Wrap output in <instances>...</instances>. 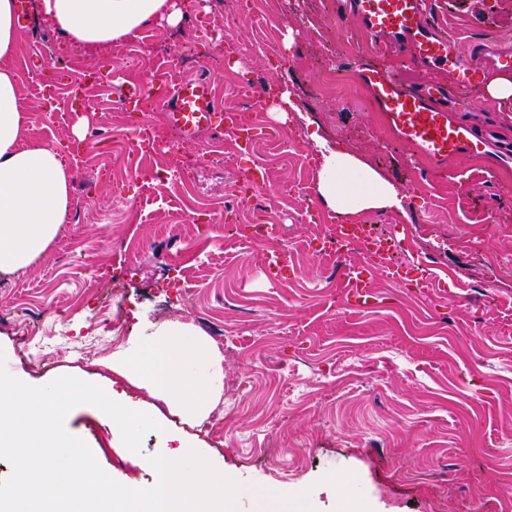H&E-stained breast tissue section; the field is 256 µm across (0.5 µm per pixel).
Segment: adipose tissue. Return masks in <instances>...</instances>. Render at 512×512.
I'll use <instances>...</instances> for the list:
<instances>
[{
    "mask_svg": "<svg viewBox=\"0 0 512 512\" xmlns=\"http://www.w3.org/2000/svg\"><path fill=\"white\" fill-rule=\"evenodd\" d=\"M41 13L71 44L90 50L133 41L151 23L178 24L180 0H39ZM20 45L15 0H0V273L28 268L65 224L74 171L64 153L29 140L12 60ZM316 191L333 213L353 218L401 208L393 184L351 153L319 148ZM114 371L190 417L205 415L224 388L219 351L188 323L173 321L150 337H129L113 354Z\"/></svg>",
    "mask_w": 512,
    "mask_h": 512,
    "instance_id": "1",
    "label": "adipose tissue"
}]
</instances>
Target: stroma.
Segmentation results:
<instances>
[{"label":"stroma","instance_id":"1","mask_svg":"<svg viewBox=\"0 0 512 512\" xmlns=\"http://www.w3.org/2000/svg\"><path fill=\"white\" fill-rule=\"evenodd\" d=\"M181 2L179 26L155 22L113 51L68 44L30 10L34 25L22 29L14 61L29 138L67 150L75 173L70 223L31 268L0 275L7 371L33 386L74 376L149 414L159 428L136 453L98 408L81 404L65 419L130 488L153 483L149 457L170 454L178 437L241 485L236 512H340L344 495L382 512H512V340L498 336L512 322V167L460 158L434 171L393 147L357 80L364 36L354 20L336 26V0ZM434 12L450 36L512 38V0H436ZM218 54L244 87L288 89L287 121L275 113L278 98L259 105L228 93L225 105L259 132L248 159L209 133L176 165L163 147L128 155L135 129L147 120L165 129V112L150 97L126 109L120 84L147 82L158 69L195 77ZM327 57L336 68L329 92L318 74ZM102 67L113 85L72 94ZM47 84L53 97L41 91ZM79 126L111 135V147L73 154ZM317 136L396 186L402 209L357 221L398 231L401 260L426 258L433 287L379 273L362 306L338 288L333 262L313 248L337 221L314 188ZM244 161L264 179L240 193L234 176ZM260 206L280 225L278 241L238 240L236 228ZM308 210L317 222H306ZM276 246L288 252L278 279L265 269ZM105 317L118 333L100 330ZM176 320L224 338L214 427L112 369L130 334ZM70 338L86 341L83 359L68 353ZM281 488L300 496L280 503Z\"/></svg>","mask_w":512,"mask_h":512}]
</instances>
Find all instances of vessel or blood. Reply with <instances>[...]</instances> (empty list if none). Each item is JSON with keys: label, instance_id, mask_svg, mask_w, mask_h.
Listing matches in <instances>:
<instances>
[{"label": "vessel or blood", "instance_id": "b4317fda", "mask_svg": "<svg viewBox=\"0 0 512 512\" xmlns=\"http://www.w3.org/2000/svg\"><path fill=\"white\" fill-rule=\"evenodd\" d=\"M354 18L369 43L368 56L357 70L368 100L381 112L395 144L406 146L434 168L449 160L495 156L502 166L512 165V141L495 131L467 120L475 106L464 95L480 84L487 70L512 69V41L486 37L461 53L448 35L446 25L436 21L431 0H337L334 21ZM395 50L404 66L396 71L378 64L377 56ZM438 72L448 73L450 83L433 81ZM415 73L426 74L412 82ZM164 99L168 125L181 143L193 142L204 131L233 135L240 152H249L252 135L239 124L236 113L225 109L211 79L198 76L170 82L167 75L123 92L124 105L138 107L150 94ZM396 234L379 235L368 224H335L321 240L319 251L335 259L339 284L348 294L366 298L373 271L398 276L394 254ZM362 248L363 261L351 260L353 248Z\"/></svg>", "mask_w": 512, "mask_h": 512}]
</instances>
